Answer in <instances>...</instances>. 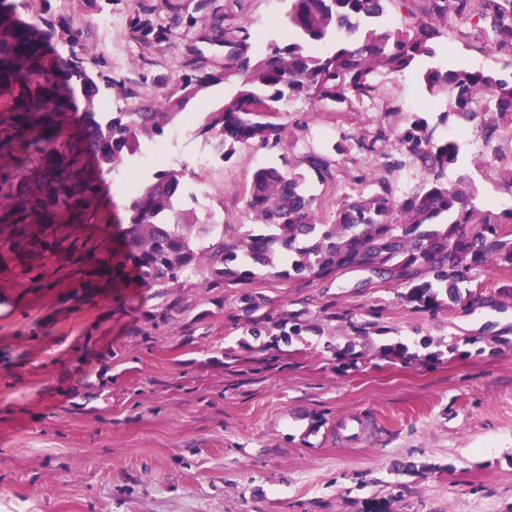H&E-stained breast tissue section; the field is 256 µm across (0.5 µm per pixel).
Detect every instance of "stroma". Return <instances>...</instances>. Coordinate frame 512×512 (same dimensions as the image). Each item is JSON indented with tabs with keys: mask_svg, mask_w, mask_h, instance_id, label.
Here are the masks:
<instances>
[{
	"mask_svg": "<svg viewBox=\"0 0 512 512\" xmlns=\"http://www.w3.org/2000/svg\"><path fill=\"white\" fill-rule=\"evenodd\" d=\"M230 22L265 32L283 23L285 0H216ZM141 0H34V12L74 18L102 70L132 83L139 99L178 88L185 73L224 69L226 50L208 25L181 24L170 41L147 49L130 21ZM107 17L110 29L99 25ZM469 25L448 29L437 66L462 60L501 70L504 55L475 53ZM379 103L337 112L298 98L278 117L290 156L330 157L312 188L329 220L344 195L369 193L389 176L403 192L419 168L386 173L380 158L342 134L427 118L435 138L461 141L449 182L467 177L475 204L512 209L500 173L512 168V127L478 157L481 124L446 118L448 99L415 76L381 74ZM220 84L192 100L171 133L143 140L133 165L101 176L98 218L74 236L111 256L112 227L124 223L130 180L145 182L152 156L184 171L201 192L198 213L246 224L243 197L253 171L279 153L246 147L229 160L195 164L206 153L190 131L204 108L221 103ZM366 181H359V174ZM39 283L15 265L0 267V512H366L375 498L390 512H512V269L477 272L489 300L472 310L417 311L403 286L345 270L313 282L274 275L209 285L197 275L171 288L123 279L87 283L76 256L42 260ZM382 309L381 319L371 312ZM301 314L290 338L253 336L263 315ZM375 322L368 337L355 325ZM404 345L405 359L386 357Z\"/></svg>",
	"mask_w": 512,
	"mask_h": 512,
	"instance_id": "obj_1",
	"label": "stroma"
}]
</instances>
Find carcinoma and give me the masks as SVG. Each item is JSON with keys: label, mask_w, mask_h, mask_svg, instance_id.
Wrapping results in <instances>:
<instances>
[{"label": "carcinoma", "mask_w": 512, "mask_h": 512, "mask_svg": "<svg viewBox=\"0 0 512 512\" xmlns=\"http://www.w3.org/2000/svg\"><path fill=\"white\" fill-rule=\"evenodd\" d=\"M214 2L197 0L195 11L210 16L211 29L224 37V72L194 68L179 90L131 106L136 91L88 60L84 32L72 19L27 21L20 15L23 0H0V264L17 261L27 275L35 258L62 250L87 254V243L63 228L97 219L98 175L129 165L141 136L162 133L216 84L232 83L233 93L202 113L191 135L211 144L222 161L242 147L279 145L282 126L272 121L278 103L303 97L341 109L354 100L373 102L382 72L414 73L430 94L450 96L447 114L462 124L477 117V99L486 97L485 111L499 117L483 123L488 149L499 121L512 119V72L505 77L474 65L420 69L435 57L451 20L491 36L473 44L476 52L512 58V0H426L421 16L407 0H287V28L266 34L229 22ZM402 10L401 22L390 18ZM180 23L176 15L169 26L157 24L146 8L130 29L151 46L168 42ZM392 137L399 152L383 154L384 167L390 173L418 167L423 179L412 191L399 194L382 177L371 193L340 199L334 218L324 222L307 185L325 180L330 159L283 154L280 165L253 172L244 198L259 231L238 224L230 240L212 219L199 221L177 205L183 174L161 163L154 181L130 190L122 253L148 288H171L208 261L215 284L252 283L271 270L324 280L354 269L406 285L401 298L418 311H468L485 302L469 288L474 272L512 267V239L499 231L502 219L512 221V210L484 211L473 204L466 178L445 181L461 144L434 139L417 113L397 132L380 127L369 138L349 139L377 153Z\"/></svg>", "instance_id": "carcinoma-1"}]
</instances>
